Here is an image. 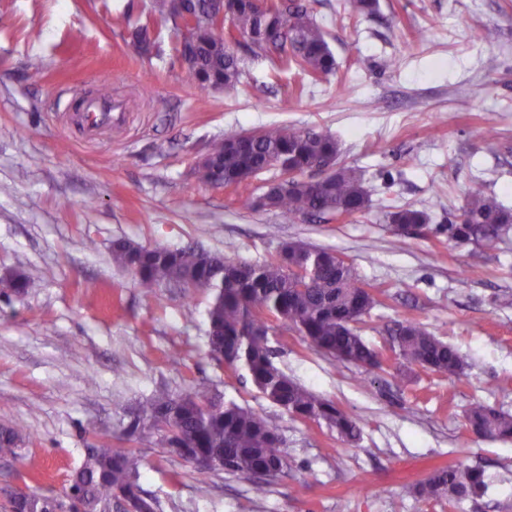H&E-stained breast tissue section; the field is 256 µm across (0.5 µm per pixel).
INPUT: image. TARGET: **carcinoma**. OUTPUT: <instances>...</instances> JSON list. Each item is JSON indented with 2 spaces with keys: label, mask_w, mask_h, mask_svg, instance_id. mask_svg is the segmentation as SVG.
<instances>
[{
  "label": "carcinoma",
  "mask_w": 512,
  "mask_h": 512,
  "mask_svg": "<svg viewBox=\"0 0 512 512\" xmlns=\"http://www.w3.org/2000/svg\"><path fill=\"white\" fill-rule=\"evenodd\" d=\"M180 4L205 20L190 41L174 45L175 56L192 62L200 88L216 87L225 97H235L243 85L244 62L215 36V22L207 19L208 0H180ZM236 5L231 24L248 39L253 57L273 62V79L288 70L315 83L336 74V57L309 5L275 0L266 14L257 13L252 0H236ZM156 16L179 29V12L172 0H151L145 21L132 31L146 54L154 46L150 29ZM208 156L210 162L194 166L197 182L204 185L240 187L279 162L295 175L289 184L274 181L261 195L247 198L254 209L327 223L362 216L370 208L361 175L339 162V142L330 133L269 125L251 137L224 135L210 144ZM328 163L332 167L325 173L322 167ZM384 220L400 237L411 227L428 234L441 231L430 225L428 210L410 204L385 207ZM511 229L512 208L488 195L479 179L471 181L461 212L446 226L448 240L483 247L502 240ZM112 260L147 288L195 284L209 289V355L213 359L221 363L223 357H233L232 366L244 370L267 400L290 415L323 422L348 442L359 438L357 422L333 401L288 378L274 363L275 352L269 345L273 319L293 326L311 348L338 362L367 371L381 368V351L369 345L356 327L381 305L379 292L367 289L354 266L344 263L336 250L302 243L297 252H288V262L304 271L301 281L288 273L278 257L259 264L238 263L192 246L169 249L119 240L112 245ZM386 332L391 351L406 370L419 366L450 377L464 375L465 363L458 350L418 321H396ZM214 398L205 387L153 395L130 413L124 428L125 440L134 447L88 448L61 496L31 499L20 494L3 506L4 512H52L60 497L66 499L69 512H113L129 499L142 501L147 512H153L139 485L138 448L175 452L201 475L224 471L259 477L278 468L291 469L275 418L232 401L217 405ZM465 428L477 438L509 440L512 414L478 402L466 413ZM25 440L24 423L0 424V456H20ZM485 488L482 470L448 466L430 471L410 490L455 504L480 496Z\"/></svg>",
  "instance_id": "1"
}]
</instances>
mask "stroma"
I'll return each mask as SVG.
<instances>
[{
	"mask_svg": "<svg viewBox=\"0 0 512 512\" xmlns=\"http://www.w3.org/2000/svg\"><path fill=\"white\" fill-rule=\"evenodd\" d=\"M147 2L0 0V278L19 270L41 282L22 298L0 295V423L25 421L26 451L43 464L35 475L0 457V488L61 493L86 449L117 442L141 401L205 386L276 416L292 468L268 485L201 476L142 448L139 482L155 512H512V440L464 429L477 402L512 414V234L492 249L444 233L397 237L382 211L411 204L447 223L475 178L512 206V0H379L375 15L355 19L339 0H310L336 76L292 96L293 76L270 82V61H251L242 40L233 49L249 76L229 100L199 88L176 59L171 23L139 52L124 18ZM391 56L397 69L384 66ZM94 98L120 104L125 126L90 136L63 109ZM270 124L336 136L369 211L324 224L247 206L264 190L259 179L236 190L196 182L192 168L214 139ZM489 124L498 140H486ZM118 239L195 243L245 263L300 241L349 259L380 293L362 335L382 350V370L334 361L287 324L270 344L288 377L359 423V440L289 415L211 359L209 291L147 289L113 264ZM406 318L457 348L464 376L416 368L399 378L386 328ZM456 464L484 471L480 498L452 506L410 493L434 467Z\"/></svg>",
	"mask_w": 512,
	"mask_h": 512,
	"instance_id": "stroma-1",
	"label": "stroma"
}]
</instances>
